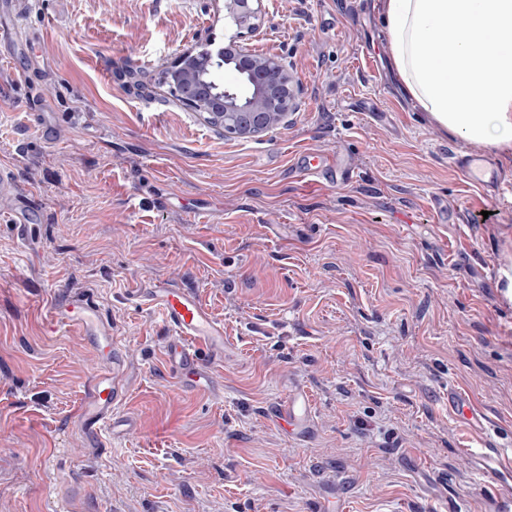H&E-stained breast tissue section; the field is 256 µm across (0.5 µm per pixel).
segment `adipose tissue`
Here are the masks:
<instances>
[{
  "label": "adipose tissue",
  "mask_w": 512,
  "mask_h": 512,
  "mask_svg": "<svg viewBox=\"0 0 512 512\" xmlns=\"http://www.w3.org/2000/svg\"><path fill=\"white\" fill-rule=\"evenodd\" d=\"M382 12L389 57L420 111L451 135L512 150V0H383Z\"/></svg>",
  "instance_id": "ef3b65f1"
}]
</instances>
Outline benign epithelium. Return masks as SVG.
<instances>
[{"label": "benign epithelium", "mask_w": 512, "mask_h": 512, "mask_svg": "<svg viewBox=\"0 0 512 512\" xmlns=\"http://www.w3.org/2000/svg\"><path fill=\"white\" fill-rule=\"evenodd\" d=\"M261 0H224V18L242 32L258 27ZM224 62L243 76L248 93L214 91L202 73L201 61L190 51L180 54L170 66L181 81V98L187 106L207 114L208 122L224 127V135L252 138L288 125L298 110L299 85L276 57L259 55L241 45L224 49Z\"/></svg>", "instance_id": "benign-epithelium-1"}]
</instances>
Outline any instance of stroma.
<instances>
[{"label": "stroma", "mask_w": 512, "mask_h": 512, "mask_svg": "<svg viewBox=\"0 0 512 512\" xmlns=\"http://www.w3.org/2000/svg\"><path fill=\"white\" fill-rule=\"evenodd\" d=\"M27 42L0 61V512H489L448 388L512 448V192L464 181L471 143L401 91L382 0H262L239 35L224 0H0ZM240 40L301 86L288 126L226 137L166 80L177 56ZM50 106L43 130L29 113ZM347 173L308 185L299 153ZM35 213L27 247L10 214ZM457 212L444 219L442 209ZM158 280L224 323L216 392H181ZM93 289L125 362L134 428L90 444L76 422L97 354L51 334L55 292ZM306 436L272 415L298 388ZM448 408L455 412L461 411L465 418L471 422L472 428L483 430V415L481 411L466 398L462 391L454 387L448 388Z\"/></svg>", "instance_id": "stroma-1"}]
</instances>
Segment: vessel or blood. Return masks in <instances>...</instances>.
Returning a JSON list of instances; mask_svg holds the SVG:
<instances>
[{"label": "vessel or blood", "instance_id": "1", "mask_svg": "<svg viewBox=\"0 0 512 512\" xmlns=\"http://www.w3.org/2000/svg\"><path fill=\"white\" fill-rule=\"evenodd\" d=\"M340 162L335 158L306 155L303 170L324 183L335 182ZM133 298L145 300L158 309L162 321L171 331L165 356L174 370L191 382L210 377L209 361L224 358V325L215 318L201 298L192 290L169 283L152 288H136ZM49 330L73 329L102 358L101 370L93 376L77 412L81 431L89 440H97L102 431L125 433L133 423L116 411L122 398L120 379L124 360L112 336V324L104 318L96 292L90 289L69 290L51 301ZM448 407L461 412L472 427L482 425L481 411L456 388L448 390ZM310 410L304 392L288 396L276 411L279 421L298 429ZM465 455L477 466L479 480L486 481L502 472H512V453L483 444H470Z\"/></svg>", "mask_w": 512, "mask_h": 512}]
</instances>
